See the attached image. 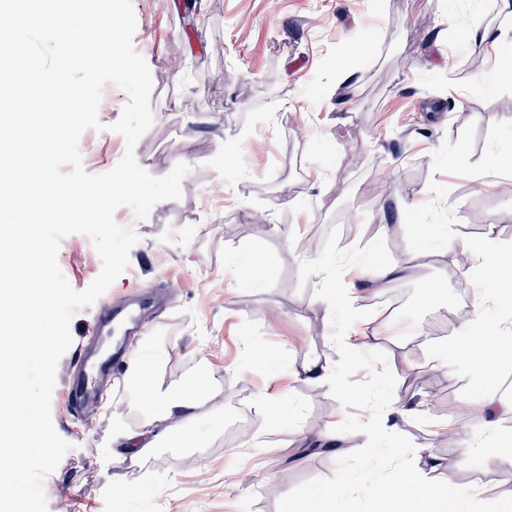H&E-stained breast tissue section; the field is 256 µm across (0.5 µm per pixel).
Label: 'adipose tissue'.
<instances>
[{"instance_id":"adipose-tissue-1","label":"adipose tissue","mask_w":512,"mask_h":512,"mask_svg":"<svg viewBox=\"0 0 512 512\" xmlns=\"http://www.w3.org/2000/svg\"><path fill=\"white\" fill-rule=\"evenodd\" d=\"M459 245L463 254L481 263L486 286L476 298L478 312L462 322L452 345L467 352L472 370L484 380L497 374L499 358L512 354V312L497 305L498 293L512 286V246L501 242L491 227L478 242L463 239ZM490 305L496 308L491 317L485 313ZM158 370L157 357L148 347L139 350L128 363L127 377L140 421L137 427L122 424L114 430L112 444L119 448L120 460L138 461L167 438L176 439L182 448L196 447L192 423L218 408L216 379L210 368L196 370L181 383L168 387L159 382ZM478 413L487 417V429L478 440L462 437L461 459L501 447L504 435L500 425L512 420V400L486 392ZM480 487L477 481L468 487L458 484L448 476L442 458L422 449L398 479L367 485L364 492L376 502L391 505L394 512H410L412 503L424 491L434 493L436 512H475Z\"/></svg>"}]
</instances>
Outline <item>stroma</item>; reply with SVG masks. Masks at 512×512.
I'll return each instance as SVG.
<instances>
[{
	"instance_id": "35a3bbf8",
	"label": "stroma",
	"mask_w": 512,
	"mask_h": 512,
	"mask_svg": "<svg viewBox=\"0 0 512 512\" xmlns=\"http://www.w3.org/2000/svg\"><path fill=\"white\" fill-rule=\"evenodd\" d=\"M134 46L152 76L154 122L135 146L156 177L190 167L182 196L157 203L144 220L119 207L115 221L140 236L127 270L102 295L125 315L139 300V324L102 377L98 399L69 404L64 385L80 351L102 337L99 305L78 310L72 345L52 393L56 432L71 448L44 480L48 512H277L281 495L329 477L337 458L317 446L346 411L328 387L308 383V360L340 356L322 302L345 268L399 263L414 278L393 284L399 315L375 288L356 304L369 311L346 337L354 350L383 351L394 397L414 408L400 432L434 449L459 483L481 481L483 500L512 501V451L460 462L457 437L484 429L474 406L489 387L512 392V357L495 385L432 367L474 311V279L453 274L458 248H437L435 228L468 239L487 226L512 243V186L489 189L512 161V48L472 45L466 28L512 35V0H133ZM370 45L349 49L360 33ZM354 79L339 83L341 68ZM496 78L493 90L477 79ZM128 100L113 89L102 130L79 141L83 168L111 170L125 153L111 126ZM255 260L260 281L237 275ZM313 260H331L327 280ZM59 267L76 290L102 262L91 239L64 238ZM439 283L428 293V283ZM149 342L160 378L178 383L199 361L217 372L223 411L201 419L196 448L163 446L121 462L116 422L133 423L125 357ZM249 420L224 446L227 418ZM275 481L277 494L266 490Z\"/></svg>"
}]
</instances>
